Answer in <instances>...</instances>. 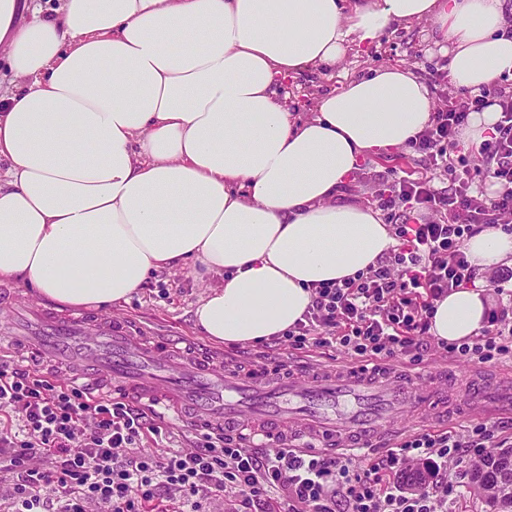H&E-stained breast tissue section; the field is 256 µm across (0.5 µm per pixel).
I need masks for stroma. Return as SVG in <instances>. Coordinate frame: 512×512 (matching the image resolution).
I'll use <instances>...</instances> for the list:
<instances>
[{
	"label": "stroma",
	"instance_id": "obj_1",
	"mask_svg": "<svg viewBox=\"0 0 512 512\" xmlns=\"http://www.w3.org/2000/svg\"><path fill=\"white\" fill-rule=\"evenodd\" d=\"M447 57L444 45L437 42L433 23L423 19L407 27H390L380 42L366 52L347 54L336 68L330 70L304 71L297 78L285 81L284 89L290 92L297 104V117L304 119L311 116L313 103L320 94L341 88L346 78L368 75L371 70L383 65L400 64L408 67L428 85L435 105L441 106L454 91L448 81L435 79L436 70L444 67ZM416 169V156L409 148L367 158L353 180L341 186L336 200L340 203L367 204L380 174L390 170L411 173ZM211 283V278H199L190 264L174 270L157 271L128 301L112 306L111 311L135 321L154 335L178 336L184 342L201 345L210 351L231 354L233 360L239 363L251 364L261 353L271 358L277 357V347L217 344L195 329L193 310Z\"/></svg>",
	"mask_w": 512,
	"mask_h": 512
}]
</instances>
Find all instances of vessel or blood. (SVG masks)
<instances>
[{
  "label": "vessel or blood",
  "instance_id": "obj_1",
  "mask_svg": "<svg viewBox=\"0 0 512 512\" xmlns=\"http://www.w3.org/2000/svg\"><path fill=\"white\" fill-rule=\"evenodd\" d=\"M0 313L12 338L24 340L31 357L69 362L70 381L90 395L100 394L107 384L167 420L253 435L284 432L297 446L362 449L401 426L414 410L438 406L446 387L433 371L277 379L259 365L252 375L239 377L227 373L213 355L173 339H147L117 315L61 318L32 300L19 305L8 292L0 295ZM474 395L512 418L507 383L476 385Z\"/></svg>",
  "mask_w": 512,
  "mask_h": 512
}]
</instances>
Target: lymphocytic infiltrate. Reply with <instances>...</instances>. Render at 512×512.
Returning <instances> with one entry per match:
<instances>
[{"label":"lymphocytic infiltrate","mask_w":512,"mask_h":512,"mask_svg":"<svg viewBox=\"0 0 512 512\" xmlns=\"http://www.w3.org/2000/svg\"><path fill=\"white\" fill-rule=\"evenodd\" d=\"M493 104V132L462 142L471 114ZM410 144L417 175H392L375 195L394 246L366 271L313 288L303 321L280 338L284 359L333 348L359 363H416L435 301L483 282L504 295L507 275L488 279L465 243L487 228L512 234V83L459 89ZM472 156L480 167H469ZM444 350L470 363L511 360L512 317L493 313L475 337ZM505 431L474 419L466 438L425 429L365 456L269 448L230 433L171 448L132 402L89 397L12 356L0 361V482L14 512H157L165 500L185 512L201 495L237 497L259 512H448L454 474L505 447ZM408 461L427 465L423 489L399 482Z\"/></svg>","instance_id":"obj_1"}]
</instances>
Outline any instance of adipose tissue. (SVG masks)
I'll use <instances>...</instances> for the list:
<instances>
[{"instance_id":"adipose-tissue-1","label":"adipose tissue","mask_w":512,"mask_h":512,"mask_svg":"<svg viewBox=\"0 0 512 512\" xmlns=\"http://www.w3.org/2000/svg\"><path fill=\"white\" fill-rule=\"evenodd\" d=\"M422 19L448 45L454 86L512 73V0H61L50 17L0 0V64L21 83L0 110V281L96 309L196 260L219 278L194 309L204 336H282L313 285L393 246L377 212L336 194L422 131L433 100L399 65L320 96L303 120L278 87ZM466 248L485 269L512 263L496 229ZM487 314L483 290L458 289L436 301L431 333L465 340Z\"/></svg>"}]
</instances>
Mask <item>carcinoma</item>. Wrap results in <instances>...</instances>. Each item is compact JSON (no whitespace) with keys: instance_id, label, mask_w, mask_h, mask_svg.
I'll return each instance as SVG.
<instances>
[{"instance_id":"1","label":"carcinoma","mask_w":512,"mask_h":512,"mask_svg":"<svg viewBox=\"0 0 512 512\" xmlns=\"http://www.w3.org/2000/svg\"><path fill=\"white\" fill-rule=\"evenodd\" d=\"M428 473L423 467L405 472L403 481L412 489L422 488ZM471 487L490 507V512H512V448L493 453L473 466L469 473Z\"/></svg>"}]
</instances>
